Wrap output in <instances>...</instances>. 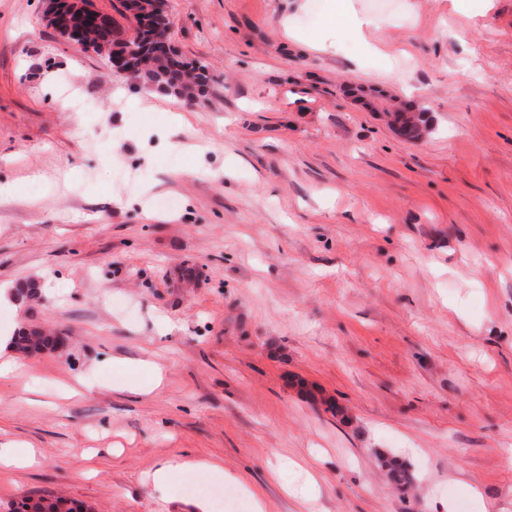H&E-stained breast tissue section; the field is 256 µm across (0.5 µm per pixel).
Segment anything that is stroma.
<instances>
[{
  "label": "stroma",
  "instance_id": "obj_1",
  "mask_svg": "<svg viewBox=\"0 0 512 512\" xmlns=\"http://www.w3.org/2000/svg\"><path fill=\"white\" fill-rule=\"evenodd\" d=\"M469 4L350 0L357 39L328 0H165L193 105L114 97L40 0H0V286L51 283L0 331L65 341L0 381V442L38 458L0 512H192L150 478L183 458L237 512H512V0ZM379 458L382 465L388 470V474L394 484L402 488H408L413 485L415 475L409 463L395 456L389 457L381 452H379ZM197 470L207 473H224L222 465L207 460L184 459L176 464L165 463L157 467L152 473V480L156 485H165L174 470ZM11 512H83V508L62 496L41 498L36 502H21Z\"/></svg>",
  "mask_w": 512,
  "mask_h": 512
}]
</instances>
